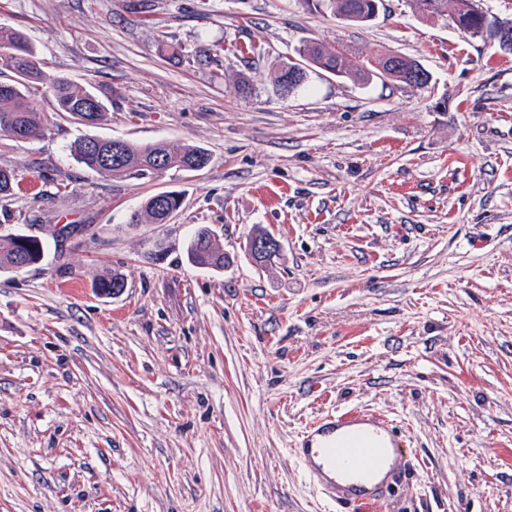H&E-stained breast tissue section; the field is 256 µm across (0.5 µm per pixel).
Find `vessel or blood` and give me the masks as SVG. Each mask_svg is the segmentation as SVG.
Returning a JSON list of instances; mask_svg holds the SVG:
<instances>
[{
    "mask_svg": "<svg viewBox=\"0 0 512 512\" xmlns=\"http://www.w3.org/2000/svg\"><path fill=\"white\" fill-rule=\"evenodd\" d=\"M405 444L397 427L367 409L333 410L307 424L294 453L329 500L377 512L406 479Z\"/></svg>",
    "mask_w": 512,
    "mask_h": 512,
    "instance_id": "vessel-or-blood-1",
    "label": "vessel or blood"
}]
</instances>
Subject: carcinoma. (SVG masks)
I'll return each mask as SVG.
<instances>
[{
    "mask_svg": "<svg viewBox=\"0 0 512 512\" xmlns=\"http://www.w3.org/2000/svg\"><path fill=\"white\" fill-rule=\"evenodd\" d=\"M308 7L331 9L340 20L366 23L371 10V0H305ZM414 7L424 16L440 17L451 14L456 27L471 35H479L490 27L488 17L477 0H413ZM300 61L288 62L270 77L274 89H279L282 75L291 70L301 71L298 85H303L307 68L349 79L364 80L375 73L390 81L408 84L404 77H396L386 70L388 56L378 55L366 60H353L344 53L318 42H308L299 50ZM0 66L9 69L13 79L0 83V135L14 140L39 137L52 124L51 116L69 115L84 125H95L107 112L103 100L90 88L42 70L35 61L34 48L18 30L0 24ZM32 83H39L52 99L53 115L42 112L31 101L26 90ZM93 139L86 138L74 146L76 160L89 172L101 176L123 178H153L168 171H201L210 162L205 149L194 145L173 146L166 141L147 143L122 141L119 159L104 155L108 143L101 148L92 147ZM16 174L0 168V197L14 194ZM183 198L176 192H161L147 198L139 208L131 211V224H162L169 213H177ZM44 248L35 238L24 234H0V271H12L22 261L33 264L43 259ZM189 261L200 268H224V248L206 226L197 228L188 247Z\"/></svg>",
    "mask_w": 512,
    "mask_h": 512,
    "instance_id": "1",
    "label": "carcinoma"
}]
</instances>
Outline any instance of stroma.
<instances>
[{
	"instance_id": "obj_1",
	"label": "stroma",
	"mask_w": 512,
	"mask_h": 512,
	"mask_svg": "<svg viewBox=\"0 0 512 512\" xmlns=\"http://www.w3.org/2000/svg\"><path fill=\"white\" fill-rule=\"evenodd\" d=\"M129 3L0 0L42 69L108 106L95 126L0 137L17 175L0 233L44 248L0 272V512H340L291 450L353 407L392 419L410 452L385 512H512V51L411 0L359 27L302 0ZM306 40L405 55L431 81L313 69L281 98L269 75ZM214 43L223 55L196 56ZM82 137L211 161L112 180L77 164ZM164 191L184 196L174 218L129 223ZM203 225L223 270L188 260ZM258 230L282 243L263 269ZM112 274L123 292L99 295Z\"/></svg>"
}]
</instances>
